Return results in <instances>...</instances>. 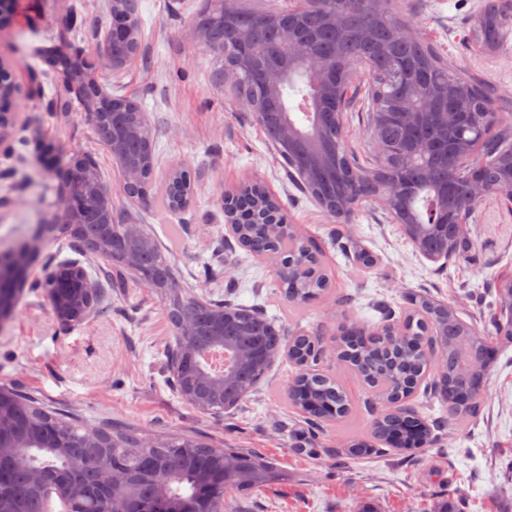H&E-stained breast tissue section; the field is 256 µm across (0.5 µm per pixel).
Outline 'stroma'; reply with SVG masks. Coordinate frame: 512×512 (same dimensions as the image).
<instances>
[{"mask_svg":"<svg viewBox=\"0 0 512 512\" xmlns=\"http://www.w3.org/2000/svg\"><path fill=\"white\" fill-rule=\"evenodd\" d=\"M56 0H13L14 14L0 28V58L7 60L24 89L25 109L15 126L25 129L28 153L12 160L0 147V251L37 243L24 288L11 317L0 322V389H16L38 398L48 410L85 421L88 428L107 424L134 429L150 438L183 432L227 448H247L271 459L280 480L254 495L224 500V512H437L443 498L465 512H512V346L492 369L482 410L468 426L449 423L439 441L408 458L385 454L337 462L336 450L350 437L366 435L368 419L355 415L312 432V450H297L288 428L306 426L287 400L293 372L276 362L256 393L234 412L211 415L193 409L175 394L164 364L173 331L165 297L116 275L98 279L101 298L81 323H60L42 284L48 271L63 264L96 277L100 258L54 234L38 229L58 216L57 194L46 186L38 150L54 147L57 169L73 153L91 152L112 188L116 209L133 211L165 249L179 289L221 298L234 285L239 304L264 305L287 331L334 335L349 321L378 324L372 304L403 301L410 292L453 303L464 321L478 317L470 296L488 276L512 275V202L485 196L466 226L469 249L462 259L442 264L415 249L380 202H366L337 219L301 193L286 174L283 160L266 142L246 102L227 95L228 81L217 76L218 62L194 32L205 0H139L144 22L143 57L125 71L103 73L109 93L143 104L155 141V180L163 182L176 163L197 176L198 204L177 216L165 211L156 194L129 201L111 154L93 134L88 112L77 108L63 121L44 110L31 75V47L41 34L60 29ZM410 31L420 32L441 53L488 83L494 107L512 110V39L490 53L470 36V21L483 0H411ZM344 143L367 160L374 156L372 135L363 119V95L351 99ZM260 183L279 200L300 237L317 242L333 288L301 310L289 309L279 293L270 259L246 252L224 221L225 190ZM348 250L363 248L372 266L342 258L337 239ZM353 295L350 305L340 293Z\"/></svg>","mask_w":512,"mask_h":512,"instance_id":"obj_1","label":"stroma"}]
</instances>
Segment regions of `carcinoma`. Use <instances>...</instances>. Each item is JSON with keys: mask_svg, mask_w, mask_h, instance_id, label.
<instances>
[{"mask_svg": "<svg viewBox=\"0 0 512 512\" xmlns=\"http://www.w3.org/2000/svg\"><path fill=\"white\" fill-rule=\"evenodd\" d=\"M84 11V3L69 0L66 27L51 33L52 46L37 52L50 65L40 76L54 88L46 106L66 113L78 104L95 113L97 138L132 173L124 181V195L140 199L154 183L152 132L142 106L104 92L98 71L119 72L139 57L141 15L136 0H108L104 40L111 51L91 56L82 52L79 40ZM197 21L205 24L206 50L223 62L224 71L235 74L233 95L246 100L268 143L327 214L342 218L389 191L398 199L397 207L388 210L390 218L423 255L450 260L467 252L469 243L453 221L472 217L477 188L490 189L512 173V116L489 114L485 85L464 75L431 41L401 38L399 31L409 22L405 14L392 10L388 0H365L355 13L342 12L339 0H298L266 14L241 0H206ZM472 30L481 46L496 50L512 33V0H484ZM310 61L326 69V87L309 79ZM274 68L288 70L286 87L311 100V111L302 113L297 124L285 120L290 110L284 94L259 78V70ZM359 73L368 80V126L375 134L385 128L376 138L378 158L364 163L343 140ZM21 110L17 85L0 69V117ZM71 162L81 164L84 176L70 189L72 210L56 220L66 240L95 253L99 242L87 225H111L112 235L132 239L140 255L103 254L106 269L128 272L138 283L166 291L174 271L163 246L144 225L112 207V189L92 157L76 154ZM194 197L190 169L172 166L164 206L180 213ZM224 217L249 253L278 257L281 294L289 306L304 307L330 290L315 246L293 234L279 202L265 190L233 194L224 202ZM374 307L381 324L373 328L351 323L334 337L289 335L255 305L171 294L166 304L175 332L167 350L171 384L181 397L189 387L197 392L199 403L191 406L221 414L246 403L283 353L294 369L288 400L318 425L343 422L352 413L338 379L319 365L349 369L368 391L371 431L336 452L343 458L366 459L389 448L413 452L435 444L448 421L476 419L489 373L501 349L512 343V306L498 311L488 302L489 318L470 324L451 304L427 294L406 297L395 323H386L394 316L387 301L378 300ZM219 337L233 353L232 367L224 372L230 387L225 394L189 357L193 348L208 347ZM421 387L429 403L439 402L440 416L423 413L414 402ZM8 395L25 408L6 429L7 436L25 444V459L0 470V512H46L53 488L70 472L78 476L69 482L70 508L96 512L100 479L92 462L108 456L119 462L125 484L113 496L114 512H134L146 496L159 512H182L197 489L219 475L223 483L215 490V508L221 510L225 493L259 491L275 475L273 462L247 448H211L184 433L143 441L131 430L101 427L88 441L83 423L51 413L20 392Z\"/></svg>", "mask_w": 512, "mask_h": 512, "instance_id": "cac0c4a2", "label": "carcinoma"}]
</instances>
